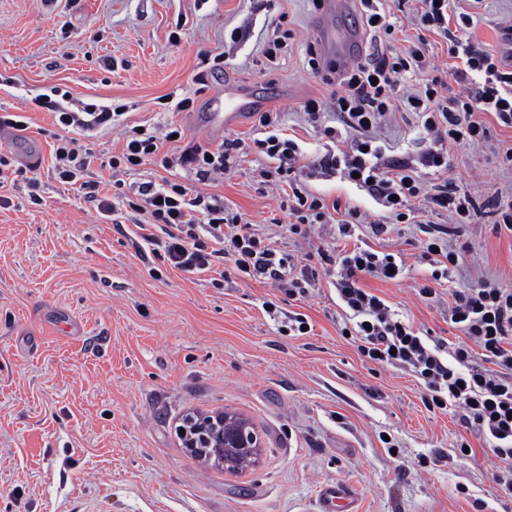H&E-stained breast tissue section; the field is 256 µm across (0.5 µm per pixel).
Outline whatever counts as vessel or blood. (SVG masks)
I'll return each mask as SVG.
<instances>
[{
  "mask_svg": "<svg viewBox=\"0 0 512 512\" xmlns=\"http://www.w3.org/2000/svg\"><path fill=\"white\" fill-rule=\"evenodd\" d=\"M350 0H318L313 27L315 44L322 62L329 69H343L364 43V35L357 26L346 23ZM226 106L223 111L211 112L206 122L219 130L238 126L250 111L264 109L268 101L250 95L246 89L232 84L224 86ZM318 512H358L351 487L343 482H332L321 487L317 501Z\"/></svg>",
  "mask_w": 512,
  "mask_h": 512,
  "instance_id": "1",
  "label": "vessel or blood"
}]
</instances>
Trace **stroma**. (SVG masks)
Returning <instances> with one entry per match:
<instances>
[{"label":"stroma","mask_w":512,"mask_h":512,"mask_svg":"<svg viewBox=\"0 0 512 512\" xmlns=\"http://www.w3.org/2000/svg\"><path fill=\"white\" fill-rule=\"evenodd\" d=\"M472 15L470 34L507 55L503 26L512 0H456ZM312 0H0V115H20L25 130L0 128V149L23 174L0 189V512H315L320 485L344 481L359 512H512L498 495L497 461L478 438L472 456L449 449L466 432L454 413H433L407 373L364 362L342 337L345 313L333 278L320 274L311 297L289 301L270 284L226 269L186 274L144 251L137 214L122 225L85 203L53 174L57 131L39 95L58 88L66 106L116 110L94 131L97 156L88 178L112 193L104 162L121 154L125 126L168 122L185 141L217 147L251 142L253 121L213 134L198 116L224 84L265 89L289 134L309 155L331 143L307 125L302 101L326 95L307 52ZM291 30L275 64L264 50L278 27ZM245 34L241 45L232 30ZM223 54L221 75L202 54ZM192 100L169 111L165 97ZM387 159H416L427 147L415 115L376 132ZM512 128L493 126L485 143L450 153L456 185L478 202L468 223L450 224L449 242L469 246L450 285L482 278L512 287V235L496 232L489 199L512 190L502 151ZM257 162L245 157L216 182L198 184L238 210L244 223L281 251L304 243L276 225L277 191L260 189ZM41 184L32 204L28 178ZM316 195L378 212L370 195L333 177L308 181ZM417 227L403 224L360 239L377 251L401 252L404 275L365 279L393 311L432 335L455 339L448 299H425L419 287L432 268L421 261ZM303 314L312 330L280 332L265 308ZM225 411L248 419L261 437L255 465L239 472L205 462L181 445L186 415Z\"/></svg>","instance_id":"obj_1"}]
</instances>
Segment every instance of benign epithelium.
I'll return each instance as SVG.
<instances>
[{"instance_id": "7a95c632", "label": "benign epithelium", "mask_w": 512, "mask_h": 512, "mask_svg": "<svg viewBox=\"0 0 512 512\" xmlns=\"http://www.w3.org/2000/svg\"><path fill=\"white\" fill-rule=\"evenodd\" d=\"M177 433L184 448H209L208 459L230 470L247 466L261 448L256 428L244 418L216 411L207 415H187Z\"/></svg>"}]
</instances>
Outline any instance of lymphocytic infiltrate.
Masks as SVG:
<instances>
[{"instance_id": "1", "label": "lymphocytic infiltrate", "mask_w": 512, "mask_h": 512, "mask_svg": "<svg viewBox=\"0 0 512 512\" xmlns=\"http://www.w3.org/2000/svg\"><path fill=\"white\" fill-rule=\"evenodd\" d=\"M418 2L417 26L444 39L454 60L447 77L431 76L423 89L398 95L399 76L420 70L424 53L417 47L407 55H393L380 42L374 43L365 63L339 71L329 97L309 98L300 105L308 122L323 124L324 135L337 143L336 151L311 160L294 139L281 137L269 112L259 113L255 126L265 136L254 139L253 144L263 159L258 169L263 184L283 192L279 208L288 218L290 234L309 239L316 224L337 225L343 238L353 237L356 227L365 223L377 236L391 233L401 224L417 226L423 234L422 257L433 268L430 283L418 290L428 299L450 279L467 247L449 245L447 227L425 222L420 212L444 211L452 221L463 224L475 211L474 197L458 191L446 178L449 152L490 138L484 115H493L501 126L512 128V69L468 37L472 19L456 13L455 0ZM452 81L459 93L450 99L446 92ZM45 106L55 124L64 128L91 132L112 122L109 110L91 105L81 112L69 111L53 100ZM330 112L336 115V125L323 123ZM404 112L417 116L431 140L430 148L415 163L385 159L372 135L386 119ZM176 132L171 124L151 132L125 129L123 152L109 159V168H133L156 159L163 168L178 166L193 173L197 181L208 182L239 165L240 146L235 141L213 149L189 145L179 155L161 156L163 144ZM94 158L93 150L77 138H59L54 149L58 179L88 191L102 214L127 209L144 215L142 241L174 269L188 274L211 272L228 261L237 273L270 281L297 300L310 296L319 271H335L334 288L346 309L344 329L362 360L409 372L422 385V400L428 410L458 411L461 423L483 437L498 460L496 486L512 496L511 288L482 279L452 291L448 321L463 336L462 341L452 342L422 332L363 287L361 280L366 275L400 278L405 268L401 253L381 254L358 245L340 249L314 244L308 253L309 264L300 266L252 225L242 223L222 197L169 180L140 183L132 195H99L85 179ZM423 167L443 177L435 191H427L419 173ZM319 174H336L364 188L384 207V214L369 218L351 204L326 201L302 186L301 177Z\"/></svg>"}]
</instances>
